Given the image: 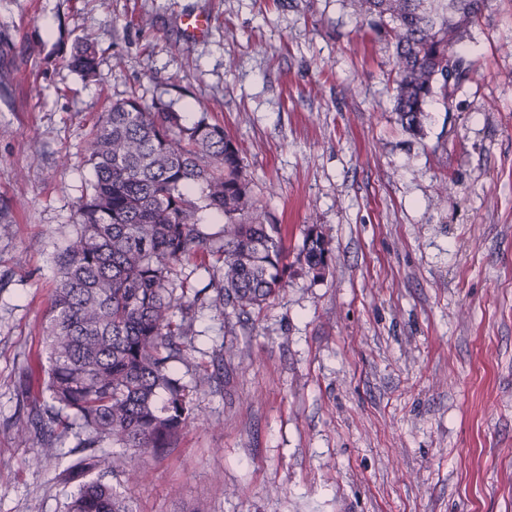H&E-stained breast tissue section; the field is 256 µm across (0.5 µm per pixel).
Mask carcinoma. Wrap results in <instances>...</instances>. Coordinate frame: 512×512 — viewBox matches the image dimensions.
I'll list each match as a JSON object with an SVG mask.
<instances>
[{
  "label": "carcinoma",
  "instance_id": "cac0c4a2",
  "mask_svg": "<svg viewBox=\"0 0 512 512\" xmlns=\"http://www.w3.org/2000/svg\"><path fill=\"white\" fill-rule=\"evenodd\" d=\"M485 0H351L360 27L393 47L394 111L419 135L430 98L448 99V64L463 81L470 63L452 52L482 14ZM71 66L97 76L95 41L83 35ZM91 191L75 209V233L58 255L44 343L45 392L24 444L51 450L75 428L89 451L66 469L76 481L65 512H133L110 481L112 454L103 442L137 454L174 447L182 429L200 418L190 390L171 371L177 339L192 332L196 307H215L238 320L262 308L294 273L319 279L330 251L319 224H306L296 263L288 262L282 228L258 213L238 147L224 127L202 115L190 125L160 100L136 93L112 104L89 144ZM199 188L193 197L192 189ZM224 217L218 238L203 231L198 211ZM200 254L215 258L219 278L180 303L172 320L175 267Z\"/></svg>",
  "mask_w": 512,
  "mask_h": 512
}]
</instances>
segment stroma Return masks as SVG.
<instances>
[{
  "label": "stroma",
  "mask_w": 512,
  "mask_h": 512,
  "mask_svg": "<svg viewBox=\"0 0 512 512\" xmlns=\"http://www.w3.org/2000/svg\"><path fill=\"white\" fill-rule=\"evenodd\" d=\"M85 34L92 81L68 63ZM456 50L473 70L414 136L349 0H0V512L74 489L75 438L40 457L16 429L90 133L133 89L224 125L290 253L318 224L332 257L248 324L198 312L171 366L200 420L162 455L101 445L144 472L134 512H512V0Z\"/></svg>",
  "instance_id": "obj_1"
}]
</instances>
